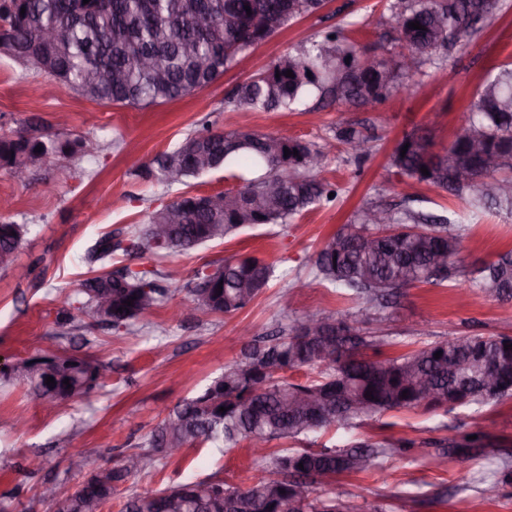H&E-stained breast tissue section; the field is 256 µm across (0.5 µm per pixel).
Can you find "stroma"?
Segmentation results:
<instances>
[{"label":"stroma","instance_id":"stroma-1","mask_svg":"<svg viewBox=\"0 0 512 512\" xmlns=\"http://www.w3.org/2000/svg\"><path fill=\"white\" fill-rule=\"evenodd\" d=\"M388 4L326 0L315 15L297 19L244 52L208 87L146 108L91 101L46 74L22 70L0 53V134L34 124L51 136L85 137L96 144L93 154L81 159H49L25 184L0 169V198L11 203L0 216L27 226L17 260L30 270L23 280L0 271V365L45 355L88 356L102 364V375L88 393L44 405L31 398L26 383L0 375V507L6 512H52L40 498L41 489L51 483L74 492L84 479L70 465L76 456H88L98 466L146 452L145 442L168 408L239 359L242 324L263 335L288 329L301 316L346 311L362 334L380 337V359L451 333L512 336V305L478 293L463 303L457 298V285L472 266L512 249V217L503 214L462 225L455 279L404 290L381 309L336 293L315 280L312 271L324 242L363 203L396 208L404 197L414 196L427 213L461 209V201L447 192L397 173L390 158L406 132L422 131L438 148L458 132L488 66L512 62V0H502L474 37L441 49V68L426 67L414 77L411 91L395 89L360 106L311 96L294 112H258L228 102L238 85L279 56L346 21H366L355 38L367 52H377L394 36L383 23ZM349 124L372 137L374 148L361 160L340 149L326 153L321 176L340 188L337 202L314 208L295 223L247 228L187 253L165 259L143 255L132 262L135 267L180 272L164 302L140 316L130 333L99 324L82 327L75 293L96 273L84 256L100 236L144 227L149 212L181 196L235 189L241 178L264 176L263 169L235 165L171 185L139 177L158 153L205 130L276 134L322 146ZM242 255L275 268L274 279L257 299L231 315L183 309L184 291L198 270ZM67 312L73 322L60 324ZM478 430L489 435L490 446L467 457L441 456L442 442ZM352 439L411 445L377 467L336 477L333 491L357 494L360 505L382 503L388 512H512V473L501 479L493 501L484 499L477 482L492 469L500 450L512 451V399L448 412L389 411L356 421L350 431L315 437L317 445L329 447ZM259 472L247 442L226 451L193 445L156 460L106 501L101 512H121L128 496L145 488L217 480L244 488Z\"/></svg>","mask_w":512,"mask_h":512}]
</instances>
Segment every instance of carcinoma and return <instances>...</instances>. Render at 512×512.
<instances>
[{
	"label": "carcinoma",
	"mask_w": 512,
	"mask_h": 512,
	"mask_svg": "<svg viewBox=\"0 0 512 512\" xmlns=\"http://www.w3.org/2000/svg\"><path fill=\"white\" fill-rule=\"evenodd\" d=\"M325 0H0V37L14 45L13 59L26 69L52 70L61 84L83 97L102 103L148 107L184 97L204 88L230 68L237 56L271 37L288 23L317 13ZM499 0H390L385 23L396 32L370 55L347 41L344 28L314 36L297 50L281 55L267 69L254 74L229 98V102L256 111L293 112L312 93L327 92L343 102L365 105L377 102L394 88L410 90L409 81L421 67L435 63L437 51L448 38L461 40L479 30L480 23L497 8ZM251 12H246L245 7ZM202 13L210 24L196 23ZM419 22L421 30L409 27ZM53 30L57 41L48 62L37 60L44 32ZM148 55L154 70L142 69L138 60ZM109 67L120 78L101 83L98 72ZM292 71L294 77L285 75ZM336 139L356 157L369 154V139L354 126L341 128ZM84 139H53L37 152L20 149L11 135H0V169L17 167L33 171L52 156L81 158L89 155ZM479 147L497 158L493 168L482 164L474 152ZM406 153H401L402 148ZM291 154L284 155V149ZM298 154H292V151ZM324 154L315 145L297 138L245 131L197 133L176 149L154 159L156 169L145 177L166 183L231 166H262L268 177L250 180L235 192L224 193V206L201 207L183 196L148 214L144 229L108 233L88 250L90 265L105 264L120 253L130 258L150 254L165 258L213 241L209 227L223 229L219 239L235 235L251 224H291L308 210L339 198L340 189L320 178ZM398 173L444 190L464 202L467 215L427 214L412 208L394 211L380 206L357 210L318 252L314 274L343 294L371 305L422 283L442 284L456 276L453 258L459 250L455 228L487 212L512 214V67L489 66L474 101L463 113L462 126L448 146L432 149L426 136L412 131L399 141L390 159ZM470 168V179L461 181L455 169ZM427 168L429 174L421 172ZM334 196H329V193ZM171 210L181 220L171 225L167 242L156 243L155 224L167 223ZM380 213L384 223L369 217ZM25 234L22 224L0 222V270L16 263V252ZM274 275V268L255 256L224 260L215 268L210 288L194 286L184 299L194 309L232 314L251 303L240 284L254 283L258 296ZM468 288L499 303L512 302V250L474 265L466 279ZM168 294L158 273L124 265L85 279L77 291V310L114 330L130 327ZM131 305H126V302ZM318 320L339 321L333 336L305 341L297 333L301 320L288 332L255 335L244 345L240 360L224 368L223 400H210V386L168 410L151 434L150 451L127 457L110 467L109 479L93 486L84 481L72 494L49 498L53 512H85L87 498L106 500L130 479L166 458L169 448L211 443L233 448L240 441L261 439L297 441L330 430L347 431L362 417L397 409H455L480 407L512 397V389L496 397L483 391L485 373L496 366L503 384L512 383V344L506 335H455L426 343L384 361L368 358L364 350L376 339L365 336L346 319L315 314ZM442 352L435 358L436 352ZM86 357L59 356L44 367L38 358L26 359L20 375L32 394L54 400L46 384L51 369L58 381L69 379L70 396L90 390L96 377L82 368ZM302 368L318 369V376L299 382L287 376ZM372 396H367V393ZM314 395L318 410L332 420L309 423L308 411L284 407L289 395ZM227 411L221 412L219 408ZM407 445L384 440L374 444L342 447L282 449L259 453L260 475L246 488L225 481L196 482L197 494L179 512H320L328 499L337 512H358L357 505L328 491L322 496L297 498L295 485H329L338 475L370 469L376 461L400 454ZM156 490L145 488L129 496L124 512H147Z\"/></svg>",
	"instance_id": "obj_1"
}]
</instances>
